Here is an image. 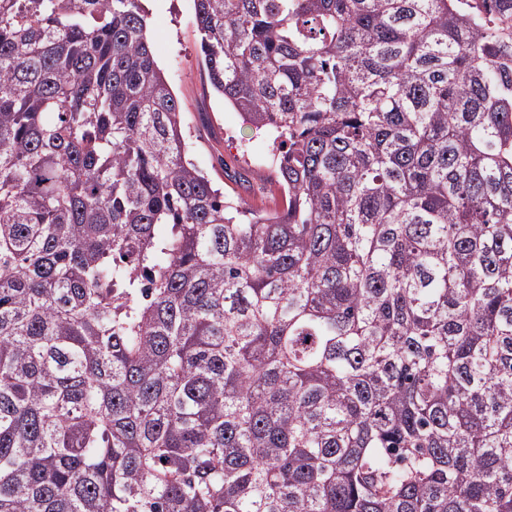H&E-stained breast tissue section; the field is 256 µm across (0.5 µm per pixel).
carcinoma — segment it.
<instances>
[{
    "label": "carcinoma",
    "mask_w": 512,
    "mask_h": 512,
    "mask_svg": "<svg viewBox=\"0 0 512 512\" xmlns=\"http://www.w3.org/2000/svg\"><path fill=\"white\" fill-rule=\"evenodd\" d=\"M193 4L273 211L142 0H0V512H512V0ZM149 37L155 60L164 71L179 98L183 117L190 128L193 163L207 173L224 197L243 198L255 207L274 208L273 200L259 194L263 180L274 178V171L259 167L258 161L273 153L269 134L243 122L239 112L225 106L207 89L206 74L199 55L194 7L191 0H148ZM249 170L247 182L226 175L224 163ZM262 199V202H261ZM263 203V204H262Z\"/></svg>",
    "instance_id": "cac0c4a2"
}]
</instances>
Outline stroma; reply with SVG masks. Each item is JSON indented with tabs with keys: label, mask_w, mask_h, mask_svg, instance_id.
<instances>
[{
	"label": "stroma",
	"mask_w": 512,
	"mask_h": 512,
	"mask_svg": "<svg viewBox=\"0 0 512 512\" xmlns=\"http://www.w3.org/2000/svg\"><path fill=\"white\" fill-rule=\"evenodd\" d=\"M146 7L154 57L180 100L191 132L193 163L223 187L225 198L273 207V200H262L257 190L274 177L273 170L259 165L273 153L270 136L244 123L239 112L208 89L192 0H147ZM234 163L248 170V181L227 176V166Z\"/></svg>",
	"instance_id": "stroma-1"
}]
</instances>
